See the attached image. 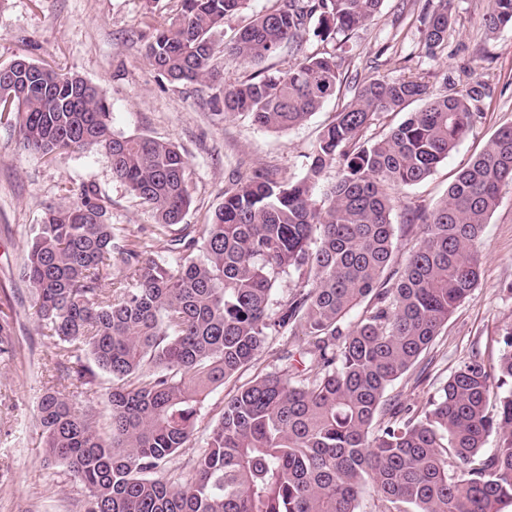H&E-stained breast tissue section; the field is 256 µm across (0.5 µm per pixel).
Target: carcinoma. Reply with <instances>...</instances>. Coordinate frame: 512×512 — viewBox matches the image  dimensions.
<instances>
[{"mask_svg":"<svg viewBox=\"0 0 512 512\" xmlns=\"http://www.w3.org/2000/svg\"><path fill=\"white\" fill-rule=\"evenodd\" d=\"M179 2L145 55L173 84L213 83L215 37L246 0ZM382 3L282 0L256 14L229 52L259 65L286 44L295 62L220 87L210 104L275 132L302 124L344 81L336 54L308 53L306 44L346 43ZM453 10V0H438L428 16L427 54L448 39ZM484 24L492 35L512 28V0H487ZM352 89L320 131L302 178L254 171L224 190L198 232L183 223L191 196L175 146L115 134L105 95L79 75L24 58L0 67V125L47 160L105 151L113 178L152 212L170 256L160 262L139 236L115 233L95 186L70 182L63 190L72 203L47 209L21 266L37 320L58 340L57 369L81 386L97 369L112 378L107 437L94 409L77 408L61 391L44 393L37 406L45 459L83 487L86 512H359L368 489L380 512H499L512 501V389L502 390L512 379V328L497 364L473 354L428 406L386 398L478 285V243L501 187L512 183V127L488 140L430 213H406L423 236L395 267L387 187L430 177L468 137L491 88L476 78L461 93L437 95L422 79L401 77ZM416 102L382 138L362 140L377 114ZM335 164L338 179L318 205L314 190ZM114 266L133 271L135 283L104 288ZM283 277L294 289L276 300ZM298 328L309 337L299 354L318 371L296 372L283 349L276 370L225 399L194 472L157 477L197 439L208 396L246 370L270 337ZM13 357L12 318L3 313L0 360Z\"/></svg>","mask_w":512,"mask_h":512,"instance_id":"1","label":"carcinoma"}]
</instances>
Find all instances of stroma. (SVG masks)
<instances>
[{"label": "stroma", "mask_w": 512, "mask_h": 512, "mask_svg": "<svg viewBox=\"0 0 512 512\" xmlns=\"http://www.w3.org/2000/svg\"><path fill=\"white\" fill-rule=\"evenodd\" d=\"M280 0H247L224 21L214 58L218 79L237 84L255 68L227 49L253 15L278 7ZM438 0H384L368 25L354 31L336 60L350 78L421 77L434 92L464 90L473 77L492 88L472 133L442 161L434 174L412 188L392 187L395 258L404 261L421 238L422 227L403 220L407 209L431 210L449 185L500 128L512 126V29L488 36L483 27L486 0H456L448 40L436 56L422 48L423 31ZM178 13V0H0V64L17 57L78 74L101 87L118 135H146L174 145L188 160L191 206L185 221L203 225L224 199V189L254 170L288 179L306 172L321 128L350 99L341 91L304 124L284 132L254 125L242 113L219 114L201 85L167 81L145 57L157 28ZM92 183L108 202L120 231L140 236L152 257H164L154 219L127 187L112 177L101 150L69 152L53 160L24 150L16 132L0 125V310L13 318L16 355L0 362V512H83L84 491L65 467L46 461L37 405L47 389L70 394L76 405L92 403L101 433L110 431L107 393L111 378L97 373L91 393L74 389L54 370L53 340L39 324L33 293L20 275L30 233L48 207L68 205L62 188ZM479 286L449 318L422 358L427 372L397 381L389 396L424 407L461 361L480 354L495 362L502 335L512 327V184L481 237ZM281 339L270 340L257 360L237 378L216 389L205 403L200 428L221 415L224 400L254 376L278 368Z\"/></svg>", "instance_id": "obj_1"}]
</instances>
